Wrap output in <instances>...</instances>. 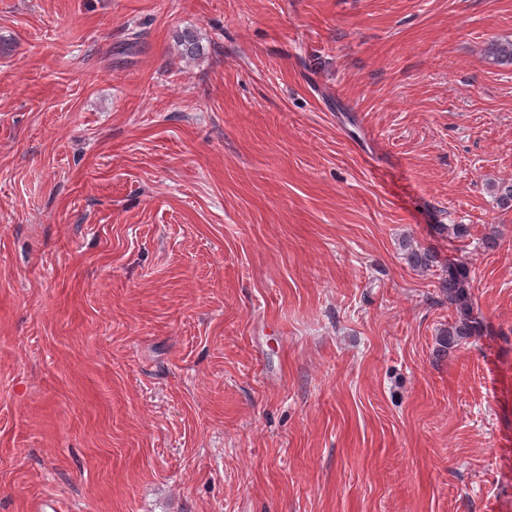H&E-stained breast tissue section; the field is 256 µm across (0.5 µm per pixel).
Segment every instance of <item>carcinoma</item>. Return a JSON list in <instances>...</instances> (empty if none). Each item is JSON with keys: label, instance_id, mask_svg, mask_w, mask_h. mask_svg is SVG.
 Listing matches in <instances>:
<instances>
[{"label": "carcinoma", "instance_id": "obj_1", "mask_svg": "<svg viewBox=\"0 0 512 512\" xmlns=\"http://www.w3.org/2000/svg\"><path fill=\"white\" fill-rule=\"evenodd\" d=\"M487 61L493 65H512V39L496 40L489 44L485 52ZM407 260L415 269H429L438 263L434 252L425 249H409ZM448 302L455 306L456 318L441 331L438 338L440 352L447 353L460 342L472 336H479L483 331V322L475 312L470 292V271L463 263H448L445 276L440 282Z\"/></svg>", "mask_w": 512, "mask_h": 512}]
</instances>
